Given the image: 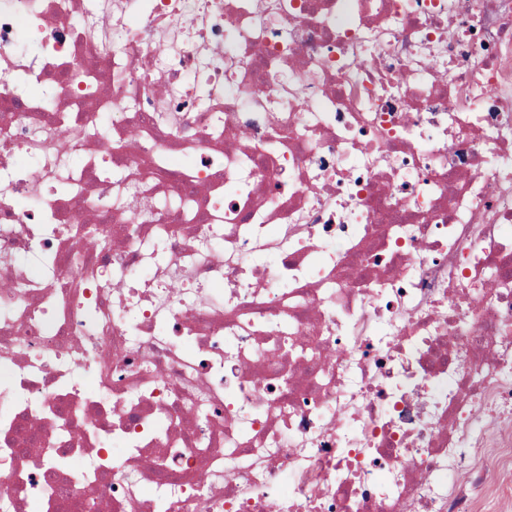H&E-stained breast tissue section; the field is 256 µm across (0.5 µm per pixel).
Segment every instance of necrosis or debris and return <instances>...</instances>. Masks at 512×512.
I'll return each mask as SVG.
<instances>
[{"mask_svg":"<svg viewBox=\"0 0 512 512\" xmlns=\"http://www.w3.org/2000/svg\"><path fill=\"white\" fill-rule=\"evenodd\" d=\"M509 474L512 0H0V512Z\"/></svg>","mask_w":512,"mask_h":512,"instance_id":"necrosis-or-debris-1","label":"necrosis or debris"}]
</instances>
